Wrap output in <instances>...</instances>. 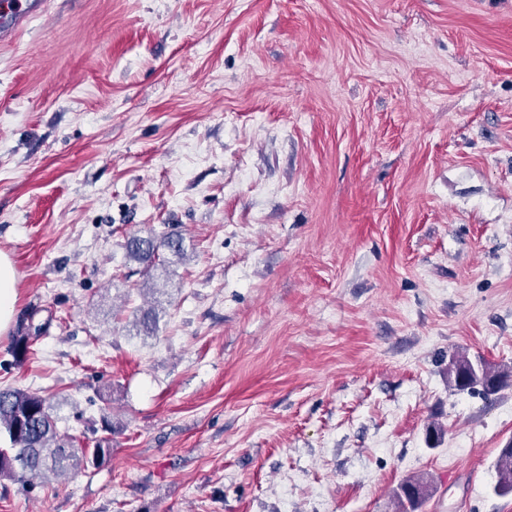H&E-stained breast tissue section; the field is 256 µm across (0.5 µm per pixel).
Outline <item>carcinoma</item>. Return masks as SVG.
I'll return each instance as SVG.
<instances>
[{
    "mask_svg": "<svg viewBox=\"0 0 512 512\" xmlns=\"http://www.w3.org/2000/svg\"><path fill=\"white\" fill-rule=\"evenodd\" d=\"M128 259L144 266L142 275L160 259L159 249L172 255L183 254L182 238L174 233L161 237L153 233L132 236L125 242ZM38 310L32 309L19 319L13 336L11 354L17 365L23 364L31 347L45 330L48 322H36ZM145 336L156 330V312L150 308L141 312L136 321ZM473 363L461 354L450 360L448 383L460 391L469 389L463 375ZM484 385L500 389L512 380V366H499L481 374ZM0 436L8 447L0 448V479H8L26 487L35 478H59L85 472L105 463L110 456V440L101 439L92 448H76L61 437L57 428L55 406L47 398L23 389H0ZM430 479L418 475L405 480L397 493L401 512H417L429 496ZM494 491L501 496L512 495V445L500 450L496 462Z\"/></svg>",
    "mask_w": 512,
    "mask_h": 512,
    "instance_id": "cac0c4a2",
    "label": "carcinoma"
}]
</instances>
